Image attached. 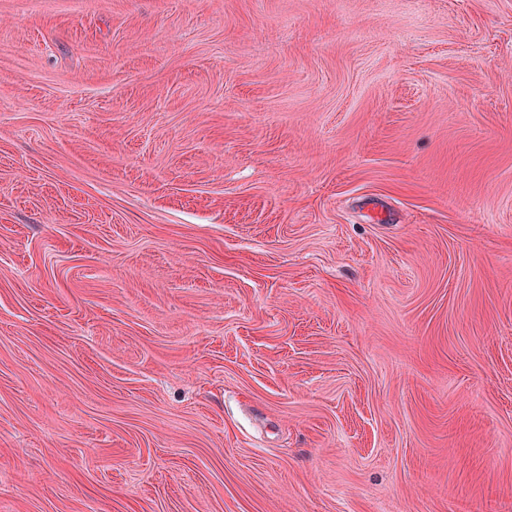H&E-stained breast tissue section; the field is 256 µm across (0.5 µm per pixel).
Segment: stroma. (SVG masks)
I'll return each instance as SVG.
<instances>
[{"instance_id": "stroma-1", "label": "stroma", "mask_w": 512, "mask_h": 512, "mask_svg": "<svg viewBox=\"0 0 512 512\" xmlns=\"http://www.w3.org/2000/svg\"><path fill=\"white\" fill-rule=\"evenodd\" d=\"M0 512H512V0H0Z\"/></svg>"}]
</instances>
